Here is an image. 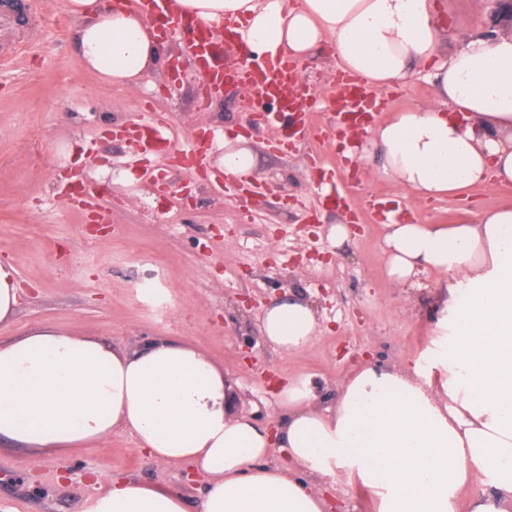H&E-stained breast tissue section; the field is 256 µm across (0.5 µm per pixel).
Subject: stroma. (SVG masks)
Listing matches in <instances>:
<instances>
[{
	"label": "stroma",
	"instance_id": "stroma-1",
	"mask_svg": "<svg viewBox=\"0 0 512 512\" xmlns=\"http://www.w3.org/2000/svg\"><path fill=\"white\" fill-rule=\"evenodd\" d=\"M16 34L36 42L0 70V262L13 264L21 288L12 322L0 340L46 327L96 336L116 347L159 339L184 340L223 369L235 409L274 429L279 393L296 377L310 379L319 406L332 405L347 378L370 365L424 362L434 339L437 273L400 286L388 273L382 200L400 202L418 221L450 224L484 208L512 204V185L473 187L466 198L421 202L376 166L344 155V144L321 142L318 130L336 111V62L330 48L300 70L312 96L314 134L285 154L270 150L276 130L251 127L253 105L240 88L198 109L195 67L181 40L164 44L161 66L138 86L107 85L81 66L76 29L65 0H12ZM443 54L463 33H482L489 0H436ZM380 120L431 105L436 87L424 68L404 85L374 88ZM166 112L175 136L203 135V169L174 168L164 155L144 153L121 132L149 117L145 104ZM251 131L257 157L255 195L216 190L227 129ZM345 167L352 189L341 206L317 188ZM103 186L100 231L89 212L62 192L67 173ZM349 226L342 243L330 238ZM158 289L164 304H144L140 288ZM292 294L307 301L320 325L305 351L274 350L261 331L265 307ZM132 479L180 493L200 512L203 484L188 465L147 455L120 431L66 457L0 444V512H81L113 479ZM335 512H374L358 484L323 481Z\"/></svg>",
	"mask_w": 512,
	"mask_h": 512
}]
</instances>
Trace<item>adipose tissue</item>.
Wrapping results in <instances>:
<instances>
[{"mask_svg": "<svg viewBox=\"0 0 512 512\" xmlns=\"http://www.w3.org/2000/svg\"><path fill=\"white\" fill-rule=\"evenodd\" d=\"M182 14L236 22L252 58H306L333 42L336 67L370 84L430 69L434 104L367 127L380 173L421 199L512 182V35L463 34L451 55L434 0H178ZM83 67L102 82L138 85L161 45L138 10L66 0ZM228 177L257 166L244 135H226ZM388 274L445 277L430 369L369 366L319 409L309 378L282 392L276 432L235 413L223 370L183 341L128 350L45 328L0 341V440L64 454L114 432L135 435L161 462L192 464L202 512H328L322 479L366 488L376 512H512V207L454 225L384 210ZM317 318L304 303L268 308L274 350L307 349ZM288 451L269 462L271 445ZM83 512H188L177 494L133 480L85 502Z\"/></svg>", "mask_w": 512, "mask_h": 512, "instance_id": "adipose-tissue-1", "label": "adipose tissue"}]
</instances>
